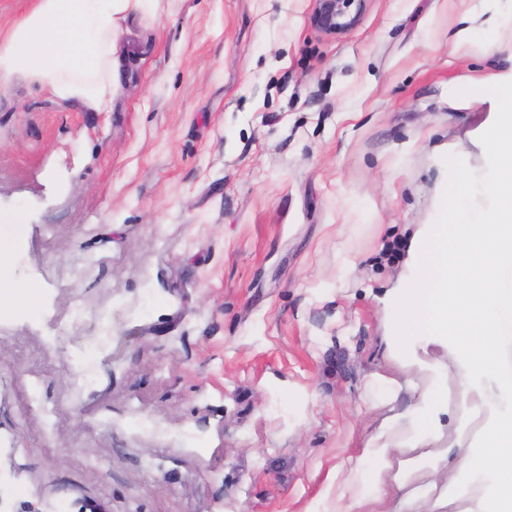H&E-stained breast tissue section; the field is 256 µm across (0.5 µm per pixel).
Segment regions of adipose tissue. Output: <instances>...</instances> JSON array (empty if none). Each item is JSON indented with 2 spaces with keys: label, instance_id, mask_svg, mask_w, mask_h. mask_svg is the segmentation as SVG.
I'll use <instances>...</instances> for the list:
<instances>
[{
  "label": "adipose tissue",
  "instance_id": "1",
  "mask_svg": "<svg viewBox=\"0 0 512 512\" xmlns=\"http://www.w3.org/2000/svg\"><path fill=\"white\" fill-rule=\"evenodd\" d=\"M146 0H35L30 12L0 38V86L20 80L90 112L112 108L125 76L119 46L124 23ZM494 95L497 122L486 132L493 161L494 192L478 218L449 209L440 224L417 225L397 285L392 344L415 358L421 337L448 347L460 368L451 376L462 388L496 376L512 397V370L501 349L500 312L512 314V81L484 84L475 97ZM486 424L480 451L469 464L490 472L494 487L480 512H512V415L472 402Z\"/></svg>",
  "mask_w": 512,
  "mask_h": 512
}]
</instances>
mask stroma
<instances>
[{"instance_id":"stroma-1","label":"stroma","mask_w":512,"mask_h":512,"mask_svg":"<svg viewBox=\"0 0 512 512\" xmlns=\"http://www.w3.org/2000/svg\"><path fill=\"white\" fill-rule=\"evenodd\" d=\"M311 9L148 0L111 111L0 89V512H477L457 386L437 447L365 444L418 402L389 348L411 225L459 177L458 208L491 194L498 105L467 91L512 77V25ZM366 0H314L311 25L328 36L344 34L359 21Z\"/></svg>"}]
</instances>
